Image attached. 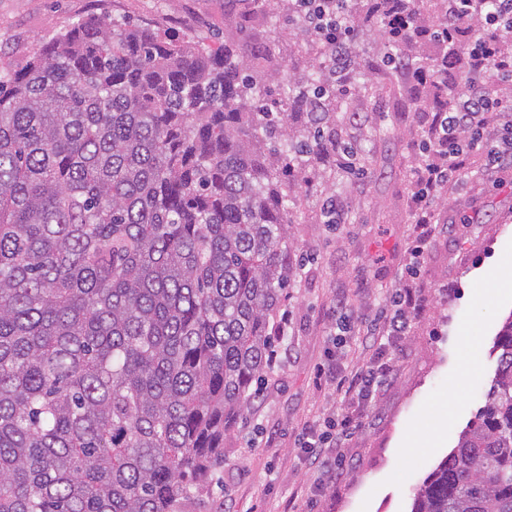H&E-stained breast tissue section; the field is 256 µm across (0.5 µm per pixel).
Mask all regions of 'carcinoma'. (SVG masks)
I'll list each match as a JSON object with an SVG mask.
<instances>
[{"instance_id":"cac0c4a2","label":"carcinoma","mask_w":512,"mask_h":512,"mask_svg":"<svg viewBox=\"0 0 512 512\" xmlns=\"http://www.w3.org/2000/svg\"><path fill=\"white\" fill-rule=\"evenodd\" d=\"M267 0L224 17L267 21ZM355 0L354 38H379ZM304 31L296 0H277ZM243 49L148 23H74L0 68V512H172L224 461L269 371L296 276L288 225L320 167L348 155L339 115L382 56L288 78L275 37ZM431 86L416 112L451 99ZM476 420L411 512H512V317Z\"/></svg>"}]
</instances>
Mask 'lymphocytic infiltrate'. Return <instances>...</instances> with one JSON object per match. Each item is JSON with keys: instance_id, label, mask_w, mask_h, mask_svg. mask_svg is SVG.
Masks as SVG:
<instances>
[{"instance_id": "f902f5d3", "label": "lymphocytic infiltrate", "mask_w": 512, "mask_h": 512, "mask_svg": "<svg viewBox=\"0 0 512 512\" xmlns=\"http://www.w3.org/2000/svg\"><path fill=\"white\" fill-rule=\"evenodd\" d=\"M385 26L397 35L425 39L434 47V62L412 72L416 85L427 86L465 77L466 91L454 98L451 108L424 115V134L415 167L411 196L413 220L418 229L413 248L422 253L434 234L435 201L450 183L458 182L466 157L484 154L489 169L512 168V96L499 93V86L512 82V0H444L443 13L453 24L445 33L424 13L418 0H385ZM312 37L333 49L332 61L346 71L353 60L349 33L353 29L352 5L321 0L304 9ZM459 42L466 66L457 70L448 55V40ZM419 309L415 289L396 293L382 326L364 332L369 347H383L408 333L411 318ZM392 364L377 356L364 369L342 375L336 358H329L319 371L333 382L347 407L340 414L309 428L303 446L311 464H319L320 449L337 448L358 428L359 407L369 406L387 383Z\"/></svg>"}]
</instances>
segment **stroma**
Returning a JSON list of instances; mask_svg holds the SVG:
<instances>
[{
	"label": "stroma",
	"mask_w": 512,
	"mask_h": 512,
	"mask_svg": "<svg viewBox=\"0 0 512 512\" xmlns=\"http://www.w3.org/2000/svg\"><path fill=\"white\" fill-rule=\"evenodd\" d=\"M100 16L145 20L169 38L210 46L237 35L224 21V0H0V64L21 66L73 23ZM374 80L375 105H359L358 120L342 126L346 141L374 156L373 169L337 186L344 223H327L324 193L300 197L290 227L297 276L278 310L288 341L276 344V363L225 439L211 481L182 500L179 512H221L227 504L235 512H411L416 490L483 403L496 368V335L512 315V288L494 287L489 278L491 267L512 262V171L488 170L484 155H471L461 182L436 202L434 238L414 256L412 170L421 115L408 108L413 83L380 74ZM379 126L390 128L388 138L374 137ZM406 286L418 289L422 310L392 351L391 379L364 412L363 427L326 451L342 474L308 468L305 426L341 405L335 385L316 384L319 367L335 349L343 352L344 372L367 365L374 351L359 331ZM340 302L355 333L336 329ZM472 351L476 369L456 393L451 383ZM438 421L448 422V436L431 448L425 434ZM407 442L416 448L410 457L401 451Z\"/></svg>",
	"instance_id": "1"
}]
</instances>
